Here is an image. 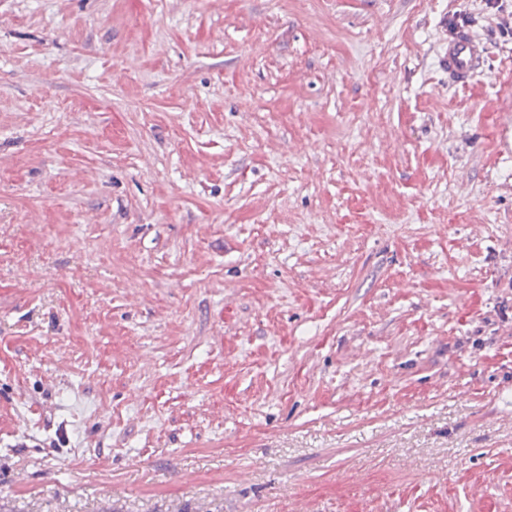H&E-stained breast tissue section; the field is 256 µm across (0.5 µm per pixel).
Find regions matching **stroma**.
<instances>
[{"label": "stroma", "instance_id": "35a3bbf8", "mask_svg": "<svg viewBox=\"0 0 512 512\" xmlns=\"http://www.w3.org/2000/svg\"><path fill=\"white\" fill-rule=\"evenodd\" d=\"M0 512H512V0H0ZM485 54L484 45L464 30L450 33L444 57L448 78L458 85L469 84L482 67Z\"/></svg>", "mask_w": 512, "mask_h": 512}]
</instances>
